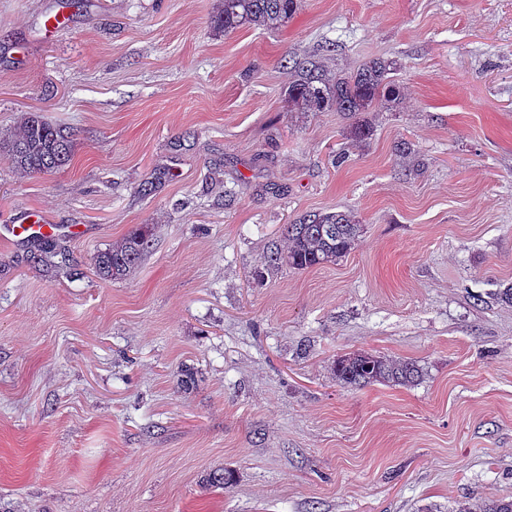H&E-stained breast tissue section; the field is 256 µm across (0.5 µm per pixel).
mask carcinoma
<instances>
[{
	"label": "carcinoma",
	"mask_w": 512,
	"mask_h": 512,
	"mask_svg": "<svg viewBox=\"0 0 512 512\" xmlns=\"http://www.w3.org/2000/svg\"><path fill=\"white\" fill-rule=\"evenodd\" d=\"M298 9V0H221L213 18L214 28L229 34L244 25L277 28ZM288 69V110L295 112H370L381 102L397 108L405 99L404 87L391 76V63L373 58L349 76H332L315 61L282 60ZM75 138L69 130L48 122L40 112H27L18 131L0 139V158L21 174H53L68 167L74 156ZM362 225L343 212H316L294 224L284 225L285 248L273 243L265 256L268 268H314L346 256L358 241ZM154 234V225L138 224L121 239L92 257L96 275L105 281L123 280L139 268ZM62 254L51 237L31 243V262L49 271ZM336 381L347 387L376 383L405 385L421 371L408 360L389 359L368 351L336 358ZM453 512H512V499L460 502Z\"/></svg>",
	"instance_id": "obj_1"
}]
</instances>
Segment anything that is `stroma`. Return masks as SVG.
<instances>
[{
  "mask_svg": "<svg viewBox=\"0 0 512 512\" xmlns=\"http://www.w3.org/2000/svg\"><path fill=\"white\" fill-rule=\"evenodd\" d=\"M219 7L0 0V137L26 112L76 134L51 175L0 159V503L452 512L512 498V0H300L279 28L229 34ZM59 11L69 24L47 30ZM286 56L333 75L387 59L406 99L364 113L373 136L354 140V117L289 111ZM161 167L164 187L139 194ZM312 212L358 220L352 251L265 268L282 226ZM31 213L57 228L53 274L7 240ZM137 224L155 227L137 272L96 277L94 253ZM361 350L422 377L340 385L336 358Z\"/></svg>",
  "mask_w": 512,
  "mask_h": 512,
  "instance_id": "stroma-1",
  "label": "stroma"
}]
</instances>
